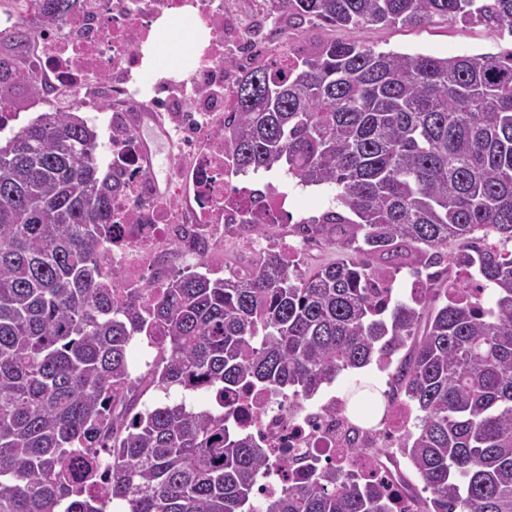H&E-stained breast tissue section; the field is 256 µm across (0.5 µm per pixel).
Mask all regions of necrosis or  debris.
<instances>
[{"mask_svg": "<svg viewBox=\"0 0 512 512\" xmlns=\"http://www.w3.org/2000/svg\"><path fill=\"white\" fill-rule=\"evenodd\" d=\"M192 8L209 33L195 64L165 86L137 97L130 83L141 64L151 23ZM224 0H83L62 26L36 33L32 56L48 86L65 83L76 109L94 108L111 131L109 154L124 189L112 197V245L100 254L101 272L118 297L145 285L161 289V261L182 250L195 264L223 252L233 225L251 213L279 223L287 196L276 191L255 199L236 185L232 158L224 146V114L233 107L236 83L224 69ZM163 142L175 167L164 179L152 171L153 155L144 132ZM235 421L265 449L269 466L260 480L261 497L281 493L288 480L310 465H341L350 446L364 448L357 470L380 482L396 512H411L414 497L401 478L397 444L413 419L405 401L392 400L377 426L345 429V404H289L260 388L225 395ZM293 461V469L281 466Z\"/></svg>", "mask_w": 512, "mask_h": 512, "instance_id": "obj_1", "label": "necrosis or debris"}]
</instances>
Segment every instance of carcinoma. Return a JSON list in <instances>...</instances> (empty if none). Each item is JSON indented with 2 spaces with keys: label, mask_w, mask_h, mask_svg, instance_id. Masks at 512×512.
Here are the masks:
<instances>
[{
  "label": "carcinoma",
  "mask_w": 512,
  "mask_h": 512,
  "mask_svg": "<svg viewBox=\"0 0 512 512\" xmlns=\"http://www.w3.org/2000/svg\"><path fill=\"white\" fill-rule=\"evenodd\" d=\"M77 0H27L25 27ZM334 28L450 18L512 34V0H272ZM240 68L224 144L235 172L282 170L336 189L293 234L346 257L308 275L269 253L242 278L199 267L121 303L100 272L112 194L98 134L71 109L0 142V512H392L376 487L312 469L254 504L266 455L224 406L135 409L128 348L160 332L152 384L311 398L349 370L410 347L393 393L417 412L402 447L428 497L413 512H512V50L436 57L328 40L287 64ZM25 71L0 58V90ZM456 244L448 256L441 249ZM477 259L494 300L452 268ZM427 270L393 299L394 273ZM112 448L103 488L77 496L72 455Z\"/></svg>",
  "instance_id": "obj_1"
}]
</instances>
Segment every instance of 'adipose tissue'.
Returning <instances> with one entry per match:
<instances>
[{
  "label": "adipose tissue",
  "mask_w": 512,
  "mask_h": 512,
  "mask_svg": "<svg viewBox=\"0 0 512 512\" xmlns=\"http://www.w3.org/2000/svg\"><path fill=\"white\" fill-rule=\"evenodd\" d=\"M152 28L155 39L144 48L145 60L150 68L162 78L185 73L191 57L184 43L198 34L192 12L162 16L154 21Z\"/></svg>",
  "instance_id": "ef3b65f1"
}]
</instances>
